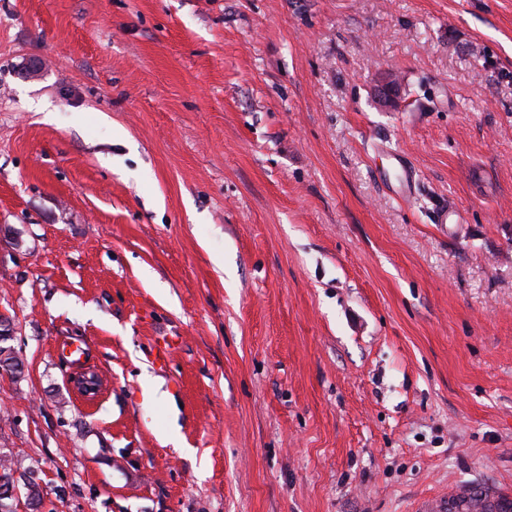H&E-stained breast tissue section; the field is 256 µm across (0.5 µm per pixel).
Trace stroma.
<instances>
[{"instance_id": "35a3bbf8", "label": "stroma", "mask_w": 512, "mask_h": 512, "mask_svg": "<svg viewBox=\"0 0 512 512\" xmlns=\"http://www.w3.org/2000/svg\"><path fill=\"white\" fill-rule=\"evenodd\" d=\"M0 311L14 512L512 489V0H0Z\"/></svg>"}]
</instances>
